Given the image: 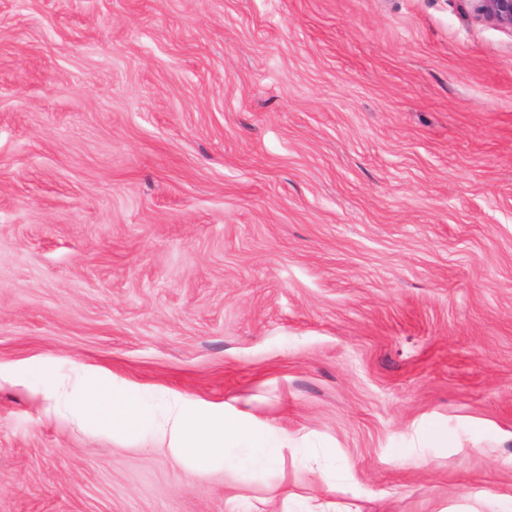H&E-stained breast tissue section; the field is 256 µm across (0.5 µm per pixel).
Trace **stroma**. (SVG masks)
I'll list each match as a JSON object with an SVG mask.
<instances>
[{
  "instance_id": "stroma-1",
  "label": "stroma",
  "mask_w": 512,
  "mask_h": 512,
  "mask_svg": "<svg viewBox=\"0 0 512 512\" xmlns=\"http://www.w3.org/2000/svg\"><path fill=\"white\" fill-rule=\"evenodd\" d=\"M33 356L306 448L201 472L3 386L0 512H512V32L470 0H0V363Z\"/></svg>"
}]
</instances>
